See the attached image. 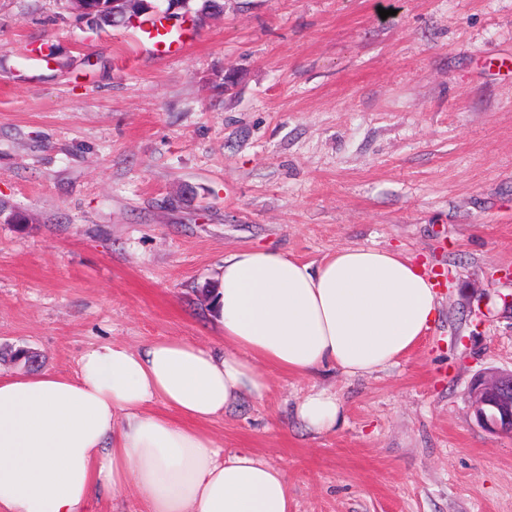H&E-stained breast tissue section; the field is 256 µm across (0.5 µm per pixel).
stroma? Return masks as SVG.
<instances>
[{
	"label": "stroma",
	"instance_id": "1",
	"mask_svg": "<svg viewBox=\"0 0 512 512\" xmlns=\"http://www.w3.org/2000/svg\"><path fill=\"white\" fill-rule=\"evenodd\" d=\"M223 4L159 58L66 0H0V203L23 217L0 221V347L70 375L103 342L219 348L225 255L397 248L440 297L407 357L269 369L205 429L283 468L292 512H512V436L468 397L512 369V0ZM314 387L342 404L327 432L294 412Z\"/></svg>",
	"mask_w": 512,
	"mask_h": 512
}]
</instances>
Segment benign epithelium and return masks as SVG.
Masks as SVG:
<instances>
[{
  "mask_svg": "<svg viewBox=\"0 0 512 512\" xmlns=\"http://www.w3.org/2000/svg\"><path fill=\"white\" fill-rule=\"evenodd\" d=\"M142 6L140 12L132 16L137 20L142 15L163 13L172 17L179 5L178 0L171 7L161 10L148 3V0H110L112 16H127L133 6ZM471 408L478 424L489 432L512 436V370H494L476 379L469 390Z\"/></svg>",
  "mask_w": 512,
  "mask_h": 512,
  "instance_id": "benign-epithelium-1",
  "label": "benign epithelium"
}]
</instances>
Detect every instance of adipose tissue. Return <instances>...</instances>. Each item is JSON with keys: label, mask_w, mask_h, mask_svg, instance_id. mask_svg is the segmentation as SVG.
Listing matches in <instances>:
<instances>
[{"label": "adipose tissue", "mask_w": 512, "mask_h": 512, "mask_svg": "<svg viewBox=\"0 0 512 512\" xmlns=\"http://www.w3.org/2000/svg\"><path fill=\"white\" fill-rule=\"evenodd\" d=\"M213 296L223 348L99 343L75 374L0 377V512H92L129 487L142 512H290L285 471L225 451L205 424L241 398L263 400L269 365L301 377L384 370L439 314L433 282L393 248L342 247L316 266L240 250L218 267ZM296 414L323 432L342 408L314 390Z\"/></svg>", "instance_id": "adipose-tissue-1"}]
</instances>
